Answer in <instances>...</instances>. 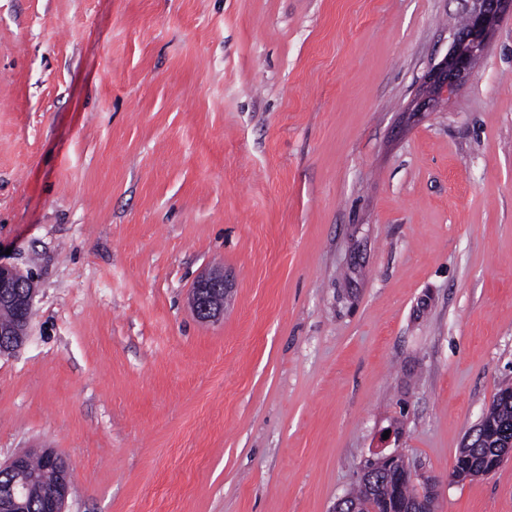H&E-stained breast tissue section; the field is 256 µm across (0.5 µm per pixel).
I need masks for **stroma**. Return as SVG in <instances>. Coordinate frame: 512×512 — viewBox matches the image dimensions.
Listing matches in <instances>:
<instances>
[{
    "mask_svg": "<svg viewBox=\"0 0 512 512\" xmlns=\"http://www.w3.org/2000/svg\"><path fill=\"white\" fill-rule=\"evenodd\" d=\"M467 0H0V461L65 512H332L392 422L437 512L512 384V17L408 106ZM231 284L198 320L200 276ZM32 277L14 266L0 263V355L10 354L20 348L27 336L32 316ZM13 321V322H12ZM11 322V323H6ZM41 463L42 478L38 483L27 477L31 460ZM10 480L0 486V512H27L29 505L41 501L46 512H65L64 506L71 488V471L66 461L52 450L36 456L19 453L8 462L0 463V476Z\"/></svg>",
    "mask_w": 512,
    "mask_h": 512,
    "instance_id": "35a3bbf8",
    "label": "stroma"
}]
</instances>
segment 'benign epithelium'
I'll list each match as a JSON object with an SVG mask.
<instances>
[{
    "mask_svg": "<svg viewBox=\"0 0 512 512\" xmlns=\"http://www.w3.org/2000/svg\"><path fill=\"white\" fill-rule=\"evenodd\" d=\"M467 23L454 31L447 55L428 73L425 87L415 100L413 111L430 112L442 100L454 96L469 79L479 60L502 22L512 16V0H469ZM229 285L224 272H211L201 277L192 289L191 307L201 321H210L224 311V299ZM32 277L14 266L0 263V307L16 313L11 323L0 322V355L20 348L27 336L32 316ZM41 463L42 478L35 483L27 477L32 459ZM405 455L394 450L390 453L378 448L365 457L358 479L365 489L373 491L375 480L368 476L367 464L371 460L398 462ZM10 480L0 486V512H28L29 505L38 500L46 512H65L64 506L71 488V471L66 461L52 450L33 456L19 453L8 462L0 463V476ZM439 480L428 478L423 490L412 503L400 504L398 512H433L438 498Z\"/></svg>",
    "mask_w": 512,
    "mask_h": 512,
    "instance_id": "1",
    "label": "benign epithelium"
}]
</instances>
